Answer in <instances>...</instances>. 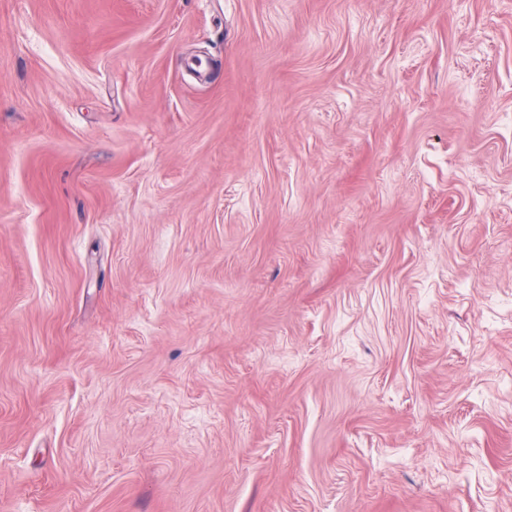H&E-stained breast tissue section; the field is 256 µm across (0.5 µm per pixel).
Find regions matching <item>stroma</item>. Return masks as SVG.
Returning <instances> with one entry per match:
<instances>
[{"instance_id":"obj_1","label":"stroma","mask_w":512,"mask_h":512,"mask_svg":"<svg viewBox=\"0 0 512 512\" xmlns=\"http://www.w3.org/2000/svg\"><path fill=\"white\" fill-rule=\"evenodd\" d=\"M0 512H512V0H0Z\"/></svg>"}]
</instances>
